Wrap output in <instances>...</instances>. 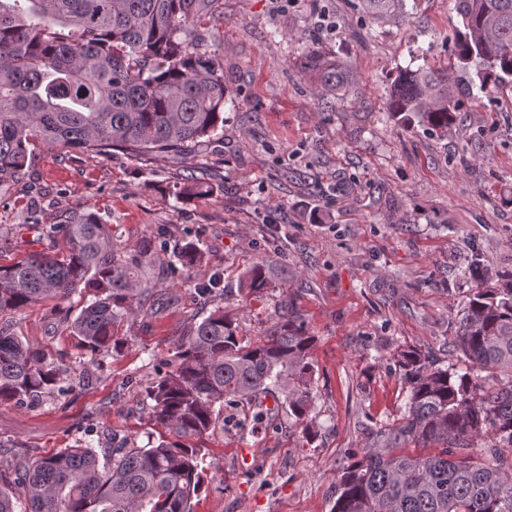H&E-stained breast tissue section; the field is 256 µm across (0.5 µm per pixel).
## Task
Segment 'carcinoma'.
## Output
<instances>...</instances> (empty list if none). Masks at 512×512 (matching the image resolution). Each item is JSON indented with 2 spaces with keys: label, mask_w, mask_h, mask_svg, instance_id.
Returning a JSON list of instances; mask_svg holds the SVG:
<instances>
[{
  "label": "carcinoma",
  "mask_w": 512,
  "mask_h": 512,
  "mask_svg": "<svg viewBox=\"0 0 512 512\" xmlns=\"http://www.w3.org/2000/svg\"><path fill=\"white\" fill-rule=\"evenodd\" d=\"M216 0H0V186L23 179L29 147L131 155L179 152L224 130V64L210 51ZM373 21L406 19V0H361ZM463 31L458 60L474 62L480 89L512 83V0H456ZM320 86L354 81L344 64L314 53ZM464 101L445 79L407 66L389 101L431 134H443ZM28 220L47 250L0 264V404L41 403L68 389L64 358L22 340L12 314L38 303L89 296L78 315L60 312L90 360L120 350L115 329L135 320L163 286L150 276L156 243L117 245L95 212L59 224ZM205 259L190 241L167 272L182 277ZM269 272L256 264L241 288L260 292ZM457 363L442 369L418 349L400 354L409 384L402 423L375 433L371 447L336 475L331 512H512V272L473 288L456 319ZM314 337L280 303L267 336L251 341L218 306L176 342L170 370L146 389L151 419L171 439L89 444L30 460L21 476L0 470V512H193L204 486V449L224 405L277 393V406L313 434L309 420Z\"/></svg>",
  "instance_id": "1"
}]
</instances>
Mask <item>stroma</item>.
I'll return each mask as SVG.
<instances>
[{"instance_id":"35a3bbf8","label":"stroma","mask_w":512,"mask_h":512,"mask_svg":"<svg viewBox=\"0 0 512 512\" xmlns=\"http://www.w3.org/2000/svg\"><path fill=\"white\" fill-rule=\"evenodd\" d=\"M211 25L230 92L222 138L138 157L37 147L28 177L0 188V260L45 249L24 222L31 205L46 224L88 210L127 248L147 237L166 251L202 243L192 281L223 273L220 305L249 339L289 301L314 338L315 433L305 438L282 409L261 418L250 401L225 408L201 441L208 480L194 512H331L337 470L373 431L401 422L400 352L455 362V319L478 285L461 266L477 260L491 280L512 271V91L474 90L439 137L391 116L402 67L442 70L458 87L474 80L457 59L455 0H417L405 24L371 22L360 0H216ZM313 48L354 72L343 98L318 96ZM189 180L210 192L179 197ZM258 263L273 285L254 296L240 277ZM192 281L166 279V304L123 327L125 348L98 367L57 329L54 303L19 311V335L64 354L78 385L34 408L0 405V469L83 440L159 439L144 389L218 305ZM241 448L252 451L244 467Z\"/></svg>"}]
</instances>
